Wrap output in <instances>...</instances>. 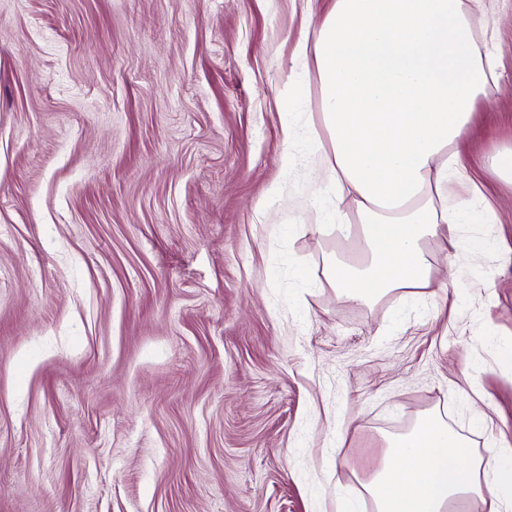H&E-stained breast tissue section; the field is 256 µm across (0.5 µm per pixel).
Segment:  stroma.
<instances>
[{
    "mask_svg": "<svg viewBox=\"0 0 512 512\" xmlns=\"http://www.w3.org/2000/svg\"><path fill=\"white\" fill-rule=\"evenodd\" d=\"M330 6L0 0V512H335L428 412L512 446V0L454 183L486 220L455 267L429 245L443 302L326 280L358 244L315 229L295 47Z\"/></svg>",
    "mask_w": 512,
    "mask_h": 512,
    "instance_id": "obj_1",
    "label": "stroma"
}]
</instances>
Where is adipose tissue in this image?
Listing matches in <instances>:
<instances>
[{
    "label": "adipose tissue",
    "instance_id": "1",
    "mask_svg": "<svg viewBox=\"0 0 512 512\" xmlns=\"http://www.w3.org/2000/svg\"><path fill=\"white\" fill-rule=\"evenodd\" d=\"M485 0H332L296 52L321 86L319 155L312 173L327 195L350 198L363 258L327 257L328 283L353 301L438 287L429 244L457 245L460 225L483 213L451 201L449 167L487 98V61L475 19ZM464 439L428 413L385 448L362 487L374 512H512V448L464 454Z\"/></svg>",
    "mask_w": 512,
    "mask_h": 512
}]
</instances>
